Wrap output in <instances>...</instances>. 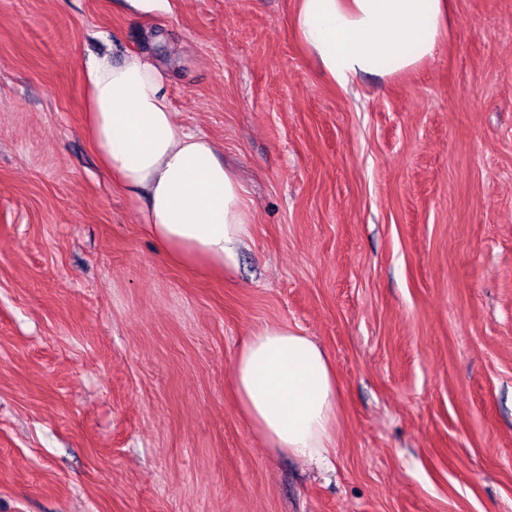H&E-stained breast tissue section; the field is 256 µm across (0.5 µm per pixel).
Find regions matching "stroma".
Wrapping results in <instances>:
<instances>
[{
  "instance_id": "1",
  "label": "stroma",
  "mask_w": 512,
  "mask_h": 512,
  "mask_svg": "<svg viewBox=\"0 0 512 512\" xmlns=\"http://www.w3.org/2000/svg\"><path fill=\"white\" fill-rule=\"evenodd\" d=\"M296 9L0 0V512H512V0L346 89ZM128 51L242 178L223 273L158 251L84 133L86 65ZM274 324L336 371L329 465L236 403Z\"/></svg>"
}]
</instances>
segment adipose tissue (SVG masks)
<instances>
[{
  "mask_svg": "<svg viewBox=\"0 0 512 512\" xmlns=\"http://www.w3.org/2000/svg\"><path fill=\"white\" fill-rule=\"evenodd\" d=\"M294 27L339 87L417 68L448 30L447 0H298ZM87 134L115 183L145 198L142 222L174 263L223 269L250 238L245 188L207 135L178 123L163 72L128 52L88 63ZM238 405L275 450L324 464L339 391L326 352L285 324L252 334L236 354Z\"/></svg>",
  "mask_w": 512,
  "mask_h": 512,
  "instance_id": "ef3b65f1",
  "label": "adipose tissue"
}]
</instances>
